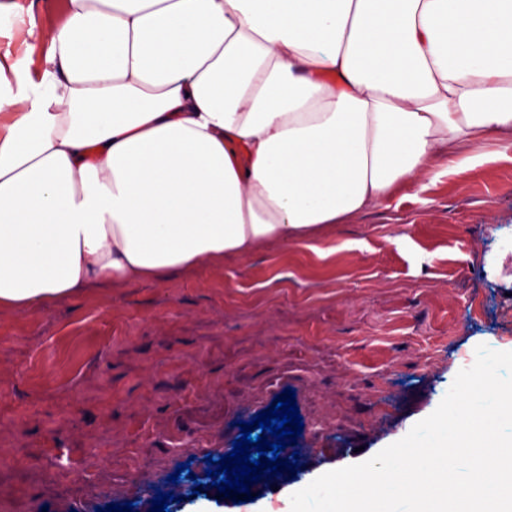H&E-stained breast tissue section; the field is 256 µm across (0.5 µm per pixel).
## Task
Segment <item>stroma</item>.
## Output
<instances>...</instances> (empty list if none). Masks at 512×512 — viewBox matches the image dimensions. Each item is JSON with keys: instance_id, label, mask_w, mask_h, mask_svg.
I'll return each instance as SVG.
<instances>
[{"instance_id": "stroma-1", "label": "stroma", "mask_w": 512, "mask_h": 512, "mask_svg": "<svg viewBox=\"0 0 512 512\" xmlns=\"http://www.w3.org/2000/svg\"><path fill=\"white\" fill-rule=\"evenodd\" d=\"M0 61L41 75L31 23L59 6L0 0ZM512 350V138L435 165L382 205L219 272L95 286L0 309V512H282L319 475L364 462L439 405L478 345ZM295 393V475L218 495L206 475L240 422ZM41 450L49 464L30 467ZM188 464L195 487L170 482Z\"/></svg>"}]
</instances>
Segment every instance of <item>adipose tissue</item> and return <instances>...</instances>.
I'll return each mask as SVG.
<instances>
[{
	"label": "adipose tissue",
	"instance_id": "obj_1",
	"mask_svg": "<svg viewBox=\"0 0 512 512\" xmlns=\"http://www.w3.org/2000/svg\"><path fill=\"white\" fill-rule=\"evenodd\" d=\"M0 62V308L313 238L512 134V0H67Z\"/></svg>",
	"mask_w": 512,
	"mask_h": 512
}]
</instances>
